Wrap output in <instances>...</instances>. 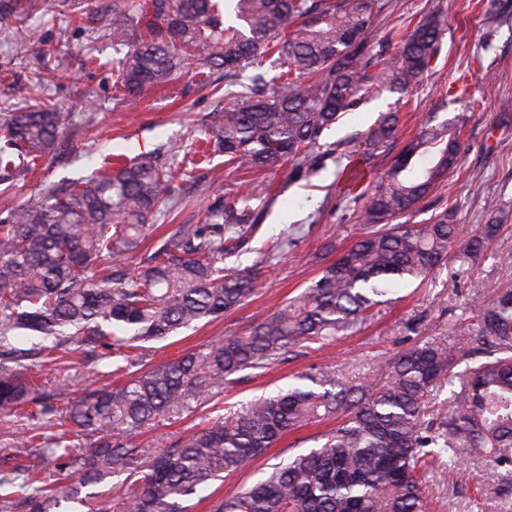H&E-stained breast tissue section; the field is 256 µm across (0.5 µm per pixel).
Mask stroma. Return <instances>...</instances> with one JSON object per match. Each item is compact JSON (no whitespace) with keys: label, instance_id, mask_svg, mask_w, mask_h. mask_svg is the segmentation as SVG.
I'll use <instances>...</instances> for the list:
<instances>
[{"label":"stroma","instance_id":"35a3bbf8","mask_svg":"<svg viewBox=\"0 0 512 512\" xmlns=\"http://www.w3.org/2000/svg\"><path fill=\"white\" fill-rule=\"evenodd\" d=\"M499 3V18L492 21L483 16L477 0H389L388 8L373 22L372 44L395 50L407 26L442 11L448 15V24L439 54L410 103H400L397 94L383 92L325 131L321 139L329 145L365 136L381 113L396 111L407 140L418 133L429 115L443 121L467 113L461 138L469 150L460 168L449 173L428 200L435 205H455L457 223L468 229L484 222L488 199L512 202V0ZM27 14L31 41L37 46L55 45L58 60L52 69L42 70L37 55L16 56L9 32L0 31V119L19 101L13 81L27 80L39 70L46 96L74 113L76 124L62 134L65 151L61 156L46 159L35 172L19 176L20 193L0 194V211L33 194L40 181L79 176L117 153L131 158L160 157L175 173V198L155 220L158 235L170 234L180 224L196 223L212 198L221 197L228 203L243 193L252 198L257 233L228 262L246 268L266 261L262 287L224 318L181 330L167 346L152 353V362L172 360L245 332L257 318L310 284L323 265L319 253L325 243L334 242L341 250L358 239L361 226L356 216L364 201L356 191L344 190L336 178L347 167V160L324 155L308 176L297 178L288 164L272 172H236L225 168L223 155L199 152L202 121L224 106L223 71L212 70L204 80L195 72L181 70L164 86L124 98L113 88L116 52L110 38H92L69 25L62 0H29ZM88 55L96 58V65L85 64ZM201 177L210 183V195L197 192L195 182ZM288 233L293 236L292 244L262 258L263 241ZM503 288H512V268L490 258L472 269L449 261L432 281L396 289L390 302L375 307L373 319L361 332L337 338L320 350L298 347L285 361L240 372L237 382L197 414L152 427L141 439L156 442L187 437L203 428L207 418L227 416L257 396L288 388L314 366L332 367L343 380L353 382L370 377L378 361L423 337L451 345L462 343L463 334L454 329V321L473 300L491 299ZM43 378L52 385L65 383L75 396L122 381L113 374L111 360L77 355L46 367ZM327 428V423H317L284 436L265 455L206 489L203 500L193 502L191 512H212L218 500L256 482L267 465L313 447L314 436ZM425 486L434 512H512V474L494 472L467 458L456 468L428 473Z\"/></svg>","mask_w":512,"mask_h":512}]
</instances>
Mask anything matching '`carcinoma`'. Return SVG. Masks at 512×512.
Listing matches in <instances>:
<instances>
[{"instance_id": "obj_1", "label": "carcinoma", "mask_w": 512, "mask_h": 512, "mask_svg": "<svg viewBox=\"0 0 512 512\" xmlns=\"http://www.w3.org/2000/svg\"><path fill=\"white\" fill-rule=\"evenodd\" d=\"M74 22L104 31L124 48L119 93L135 95L198 65L224 70V82L254 74L224 109L205 143L239 170L290 163L301 175L320 158V138L384 91L412 96L436 59L445 16L436 13L401 37L395 53L373 51L370 32L384 0H81ZM22 0H0V29L25 54ZM35 100L0 124V172H30L57 155L73 115L39 100L36 81L18 88ZM469 116L428 118L370 189L357 221L360 238L323 266L302 292L224 337L161 364H143L148 344L224 315L258 290L262 267H224L241 227L252 223L250 198L215 200L202 223L181 224L132 256L174 192L173 174L152 157L130 159L80 180L47 182L0 213V415L43 421L0 459V512H189L187 501L224 475L262 456L283 436L328 420L318 446L292 455L213 512H429L422 473L429 460L456 464L482 456L512 474V289L473 304L475 323L459 346L427 338L350 385L316 368L302 383L260 396L187 439L142 445L137 432L179 419L224 391L245 369H265L296 347L329 345L355 333L383 297L424 282L452 256L482 261L506 211L486 202V223L466 231L444 207L420 224L425 199L460 165L459 133ZM400 136L395 112L365 138L336 144L341 157L368 166ZM430 155L418 170L413 159ZM23 338L30 348L12 346ZM113 357L116 386L71 398L63 385L36 383L33 369L75 355ZM448 389V406L437 398ZM78 434L90 441L71 451ZM54 472L46 474V465Z\"/></svg>"}]
</instances>
